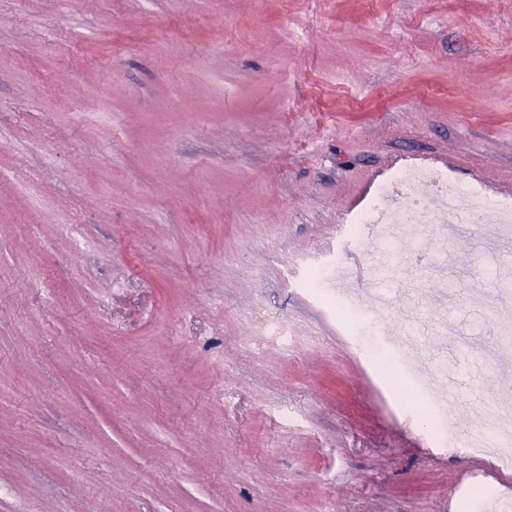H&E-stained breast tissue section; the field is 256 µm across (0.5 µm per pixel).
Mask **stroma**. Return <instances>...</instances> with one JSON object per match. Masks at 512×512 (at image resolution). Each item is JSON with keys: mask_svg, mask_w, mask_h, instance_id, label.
<instances>
[{"mask_svg": "<svg viewBox=\"0 0 512 512\" xmlns=\"http://www.w3.org/2000/svg\"><path fill=\"white\" fill-rule=\"evenodd\" d=\"M411 161L512 201V0H0V512L512 503L494 226L395 245L438 457L288 277Z\"/></svg>", "mask_w": 512, "mask_h": 512, "instance_id": "35a3bbf8", "label": "stroma"}]
</instances>
